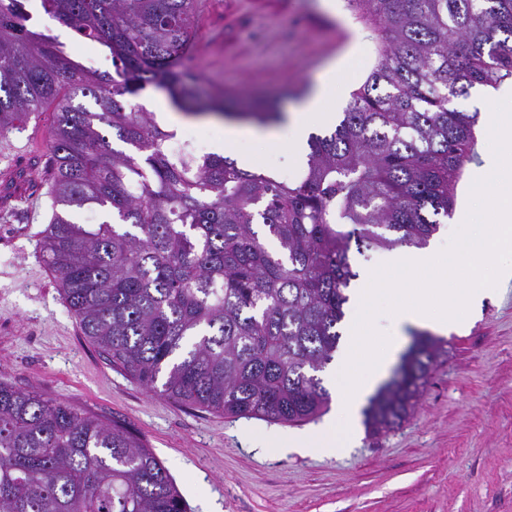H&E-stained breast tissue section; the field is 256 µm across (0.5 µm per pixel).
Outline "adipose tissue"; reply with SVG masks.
<instances>
[{"label":"adipose tissue","instance_id":"obj_1","mask_svg":"<svg viewBox=\"0 0 512 512\" xmlns=\"http://www.w3.org/2000/svg\"><path fill=\"white\" fill-rule=\"evenodd\" d=\"M339 94L335 70H328L316 81L311 95L294 111L286 114L280 127L274 130L260 126H245L234 121L222 126L224 138L215 145L219 154L234 151L237 143L248 138L274 140L287 136L292 149L299 147L315 127L333 122L335 116L330 112L327 102Z\"/></svg>","mask_w":512,"mask_h":512}]
</instances>
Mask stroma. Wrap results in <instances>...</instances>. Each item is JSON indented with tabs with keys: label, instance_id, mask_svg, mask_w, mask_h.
<instances>
[{
	"label": "stroma",
	"instance_id": "1",
	"mask_svg": "<svg viewBox=\"0 0 512 512\" xmlns=\"http://www.w3.org/2000/svg\"><path fill=\"white\" fill-rule=\"evenodd\" d=\"M31 24L75 61L108 49L79 38L37 9ZM375 57L368 31L333 0H204L189 61L207 94L212 83L250 104L297 103L335 62L354 90ZM0 140V380L117 421L142 438L168 470L188 512H512V282L478 316L445 338L414 414L378 439L360 433L334 454L282 452L278 443L314 429L229 418L179 406L112 368L79 330L45 264L39 241L51 217V151L35 128ZM255 168L301 173L287 139L243 140Z\"/></svg>",
	"mask_w": 512,
	"mask_h": 512
}]
</instances>
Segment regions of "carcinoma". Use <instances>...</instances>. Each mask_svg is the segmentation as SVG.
<instances>
[{"instance_id": "1", "label": "carcinoma", "mask_w": 512, "mask_h": 512, "mask_svg": "<svg viewBox=\"0 0 512 512\" xmlns=\"http://www.w3.org/2000/svg\"><path fill=\"white\" fill-rule=\"evenodd\" d=\"M375 62L336 125L284 181L173 134L131 104L148 86L187 114H222L181 68L196 0H40L107 47L113 70L73 63L0 0V139L55 105L46 264L83 336L112 367L173 402L285 425L329 406L349 253L422 247L450 217L478 113L451 107L512 81V0H346ZM130 146L112 147L109 136ZM88 207L112 221L78 224ZM443 340L414 336L364 410L379 437L414 413ZM0 512H187L164 466L124 425L0 381Z\"/></svg>"}]
</instances>
